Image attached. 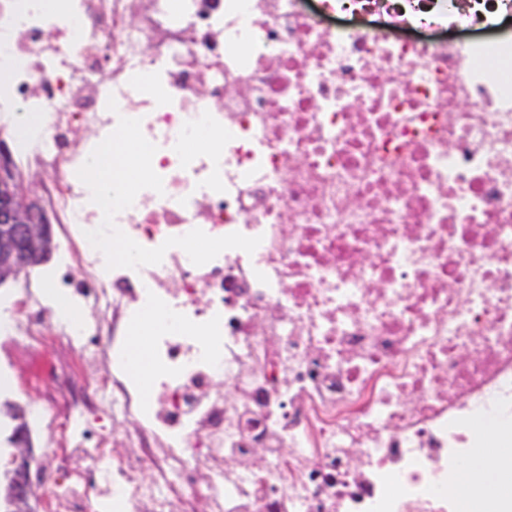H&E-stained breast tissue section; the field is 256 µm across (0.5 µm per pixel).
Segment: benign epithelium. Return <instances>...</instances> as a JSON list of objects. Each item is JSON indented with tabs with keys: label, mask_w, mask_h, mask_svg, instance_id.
<instances>
[{
	"label": "benign epithelium",
	"mask_w": 512,
	"mask_h": 512,
	"mask_svg": "<svg viewBox=\"0 0 512 512\" xmlns=\"http://www.w3.org/2000/svg\"><path fill=\"white\" fill-rule=\"evenodd\" d=\"M53 248L52 224L39 185L17 172L8 148L0 144V286L28 275L48 260ZM11 445L4 497L11 512H32L37 487L31 478L34 457L25 421L14 427Z\"/></svg>",
	"instance_id": "1"
}]
</instances>
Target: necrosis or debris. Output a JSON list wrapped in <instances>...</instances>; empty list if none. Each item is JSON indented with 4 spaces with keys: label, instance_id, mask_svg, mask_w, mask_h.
<instances>
[{
    "label": "necrosis or debris",
    "instance_id": "obj_1",
    "mask_svg": "<svg viewBox=\"0 0 512 512\" xmlns=\"http://www.w3.org/2000/svg\"><path fill=\"white\" fill-rule=\"evenodd\" d=\"M511 22L512 0H0L18 166L70 263L19 291L0 355L96 370L33 408L78 460L45 512H458L448 469L478 448L512 482V39L434 35Z\"/></svg>",
    "mask_w": 512,
    "mask_h": 512
}]
</instances>
